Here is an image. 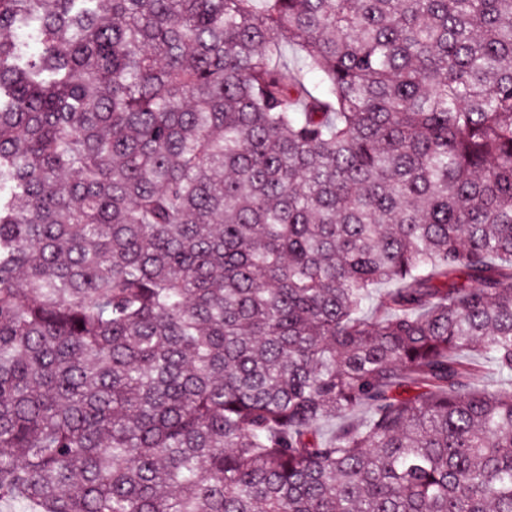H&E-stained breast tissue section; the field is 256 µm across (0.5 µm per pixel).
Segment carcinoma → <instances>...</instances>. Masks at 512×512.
<instances>
[{"mask_svg": "<svg viewBox=\"0 0 512 512\" xmlns=\"http://www.w3.org/2000/svg\"><path fill=\"white\" fill-rule=\"evenodd\" d=\"M4 501L512 512V0H0Z\"/></svg>", "mask_w": 512, "mask_h": 512, "instance_id": "carcinoma-1", "label": "carcinoma"}]
</instances>
